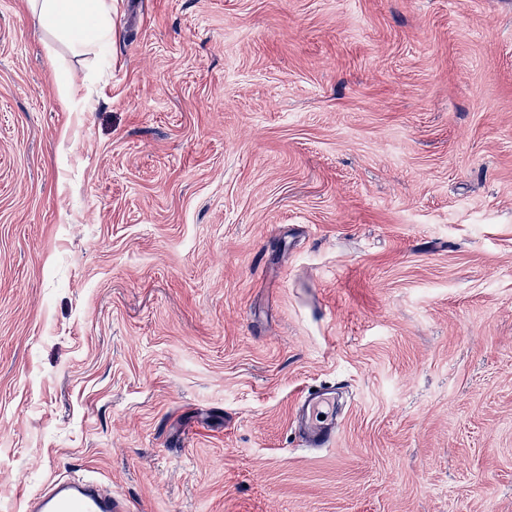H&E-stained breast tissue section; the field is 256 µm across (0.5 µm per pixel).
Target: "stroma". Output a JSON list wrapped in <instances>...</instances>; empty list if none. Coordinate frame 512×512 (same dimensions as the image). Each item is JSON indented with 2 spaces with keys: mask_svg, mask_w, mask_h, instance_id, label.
Returning <instances> with one entry per match:
<instances>
[{
  "mask_svg": "<svg viewBox=\"0 0 512 512\" xmlns=\"http://www.w3.org/2000/svg\"><path fill=\"white\" fill-rule=\"evenodd\" d=\"M68 474L512 512V0H112L52 57L0 0V512ZM331 392L322 390L305 394L299 404V416L307 432V443L313 448H328L336 439V429L326 416L319 418L322 409L330 402Z\"/></svg>",
  "mask_w": 512,
  "mask_h": 512,
  "instance_id": "1",
  "label": "stroma"
}]
</instances>
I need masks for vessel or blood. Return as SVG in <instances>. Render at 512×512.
Instances as JSON below:
<instances>
[{
    "label": "vessel or blood",
    "instance_id": "1",
    "mask_svg": "<svg viewBox=\"0 0 512 512\" xmlns=\"http://www.w3.org/2000/svg\"><path fill=\"white\" fill-rule=\"evenodd\" d=\"M330 402L329 391L305 394L299 404V416L306 429L308 444L327 448L334 444L336 429L332 420L322 418ZM29 512H124L123 501L104 491L92 480L58 479L28 502Z\"/></svg>",
    "mask_w": 512,
    "mask_h": 512
}]
</instances>
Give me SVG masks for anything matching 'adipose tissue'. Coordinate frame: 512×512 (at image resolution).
<instances>
[{
    "mask_svg": "<svg viewBox=\"0 0 512 512\" xmlns=\"http://www.w3.org/2000/svg\"><path fill=\"white\" fill-rule=\"evenodd\" d=\"M40 27L72 49L98 48L111 36L112 0H27Z\"/></svg>",
    "mask_w": 512,
    "mask_h": 512,
    "instance_id": "obj_1",
    "label": "adipose tissue"
}]
</instances>
